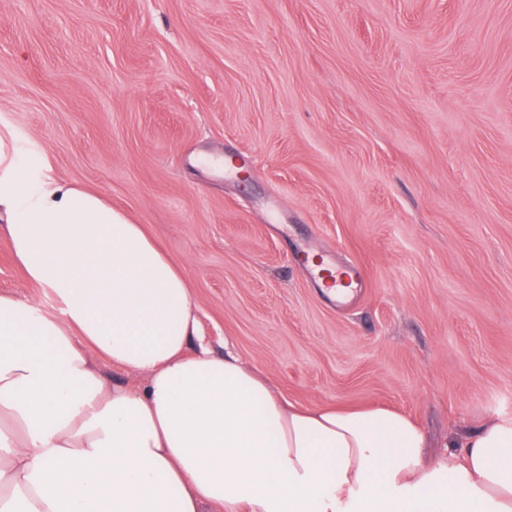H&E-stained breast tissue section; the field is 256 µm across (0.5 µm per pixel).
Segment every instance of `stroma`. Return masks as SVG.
Returning <instances> with one entry per match:
<instances>
[{"label":"stroma","mask_w":512,"mask_h":512,"mask_svg":"<svg viewBox=\"0 0 512 512\" xmlns=\"http://www.w3.org/2000/svg\"><path fill=\"white\" fill-rule=\"evenodd\" d=\"M0 141L142 225L289 402L432 456L512 420V0H0ZM0 294L57 310L1 235ZM327 278L329 281V283L327 284V288L341 289L337 290L338 292H345L346 289L349 288L348 293L341 296H337L338 300L348 297L350 292L354 294L353 289L362 288L363 285L362 270L358 265L354 263L345 264L342 271H338L335 269V273H328Z\"/></svg>","instance_id":"obj_1"}]
</instances>
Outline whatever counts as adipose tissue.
<instances>
[{
  "label": "adipose tissue",
  "instance_id": "adipose-tissue-1",
  "mask_svg": "<svg viewBox=\"0 0 512 512\" xmlns=\"http://www.w3.org/2000/svg\"><path fill=\"white\" fill-rule=\"evenodd\" d=\"M0 512H512V421L436 461L407 416L300 407L199 343L192 286L101 193L0 150ZM143 375L129 388L96 363ZM0 294H8L21 301L37 303L48 312H57L54 300L26 279L3 235H0Z\"/></svg>",
  "mask_w": 512,
  "mask_h": 512
}]
</instances>
